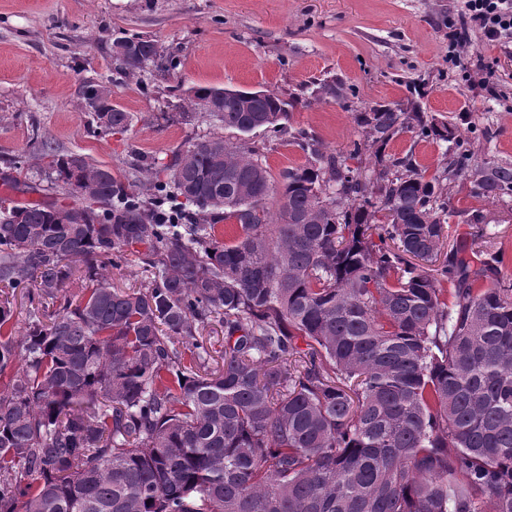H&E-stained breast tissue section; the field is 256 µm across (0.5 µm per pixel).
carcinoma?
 Instances as JSON below:
<instances>
[{"instance_id":"1","label":"carcinoma","mask_w":512,"mask_h":512,"mask_svg":"<svg viewBox=\"0 0 512 512\" xmlns=\"http://www.w3.org/2000/svg\"><path fill=\"white\" fill-rule=\"evenodd\" d=\"M124 42L129 71L156 60L155 42ZM217 91L192 87L189 104ZM245 94L209 112L240 141L134 163L144 198L54 155L46 179L87 201L83 223L57 199L0 208V512H512V284L492 245L421 266L440 256L452 184L494 201L512 167L459 148L428 178L385 158L404 130L458 143L410 99L354 113L363 139L343 154L288 129L301 97ZM91 115L112 134L133 121L110 100ZM257 130L307 164L273 183L244 139ZM369 150L363 181L348 161ZM137 246L150 286L118 289L112 268ZM78 262L75 301L61 285ZM23 284L54 309L19 336L6 290Z\"/></svg>"}]
</instances>
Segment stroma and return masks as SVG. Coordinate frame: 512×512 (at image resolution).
<instances>
[{"label": "stroma", "mask_w": 512, "mask_h": 512, "mask_svg": "<svg viewBox=\"0 0 512 512\" xmlns=\"http://www.w3.org/2000/svg\"><path fill=\"white\" fill-rule=\"evenodd\" d=\"M456 0H0V174L22 170L40 181L48 154H79L109 165L129 193L144 173L132 159L169 158L196 140L235 131L187 105L198 85L262 89L289 97L312 82L331 81L321 97L289 114L292 129L314 134L331 151L348 152L362 130L353 110L405 101L423 88L420 104L459 129L473 162L512 165V53L476 41L472 51L493 71L497 98L462 83L448 65V21ZM118 37L150 39L163 48L141 72H124L112 55ZM108 85L130 112L122 134L97 129L83 106L88 83ZM272 181L302 165L297 147L256 131ZM447 143L406 131L388 144L391 157L412 155L427 174L441 166ZM444 248L482 231L504 253L512 281V195L494 202L455 187ZM487 222L476 228L471 210Z\"/></svg>", "instance_id": "obj_1"}]
</instances>
